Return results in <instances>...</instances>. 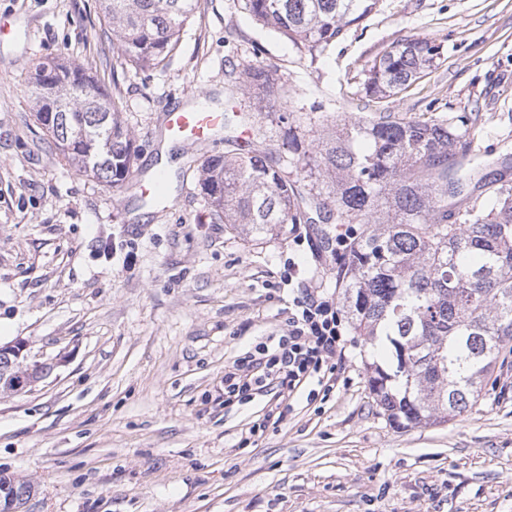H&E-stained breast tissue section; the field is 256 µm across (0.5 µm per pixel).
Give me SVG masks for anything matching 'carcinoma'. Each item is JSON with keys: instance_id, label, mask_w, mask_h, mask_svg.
Instances as JSON below:
<instances>
[{"instance_id": "cac0c4a2", "label": "carcinoma", "mask_w": 512, "mask_h": 512, "mask_svg": "<svg viewBox=\"0 0 512 512\" xmlns=\"http://www.w3.org/2000/svg\"><path fill=\"white\" fill-rule=\"evenodd\" d=\"M378 0H245L257 21L297 47H326L371 14ZM112 45L125 64L154 69L176 52L199 0H101ZM440 46L402 39L384 50L365 80L389 98L434 66ZM236 88L271 102L272 70L231 68ZM37 122L66 163L110 188L133 174L135 150L122 120V93L96 88L80 65L32 63ZM470 117L431 123L383 115L334 123L317 140L291 113L278 115L282 148L243 113H224V140L249 127L245 144L206 158L199 187L211 215L254 239L307 224L318 256L336 264L344 316L389 363L371 364L370 389L388 421L405 428L446 423L477 404L501 355L512 354V159L465 171ZM491 187V208L448 200L470 184Z\"/></svg>"}]
</instances>
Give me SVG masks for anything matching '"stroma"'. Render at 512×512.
Returning a JSON list of instances; mask_svg holds the SVG:
<instances>
[{"mask_svg":"<svg viewBox=\"0 0 512 512\" xmlns=\"http://www.w3.org/2000/svg\"><path fill=\"white\" fill-rule=\"evenodd\" d=\"M440 47L431 69L368 96L374 59L394 41ZM90 66L120 80L133 172L169 174L142 204L70 168L36 120L31 62ZM98 0H0V343L22 338L56 362L33 390L0 396V470L32 483L22 512H512V356L493 389L441 424H390L368 384L372 349L343 330L330 390L269 415L271 390L225 404L224 369L288 332L293 300L338 299L336 272L300 224L255 240L213 219L199 168L223 135L188 148L160 132L170 107L205 104L263 121L227 91L230 66L272 68L276 109L323 123L383 113L474 119V147L512 148V0H379L323 49L294 46L244 0H199L164 67L117 69ZM263 432L250 435L252 426Z\"/></svg>","mask_w":512,"mask_h":512,"instance_id":"35a3bbf8","label":"stroma"}]
</instances>
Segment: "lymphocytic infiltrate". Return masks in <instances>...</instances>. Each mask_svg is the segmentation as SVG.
<instances>
[{
    "label": "lymphocytic infiltrate",
    "mask_w": 512,
    "mask_h": 512,
    "mask_svg": "<svg viewBox=\"0 0 512 512\" xmlns=\"http://www.w3.org/2000/svg\"><path fill=\"white\" fill-rule=\"evenodd\" d=\"M341 341V320L333 300H295L286 335L267 337L254 352L225 369L224 395L246 400L273 382L278 386L277 403H284L304 382L324 381L335 368Z\"/></svg>",
    "instance_id": "1"
}]
</instances>
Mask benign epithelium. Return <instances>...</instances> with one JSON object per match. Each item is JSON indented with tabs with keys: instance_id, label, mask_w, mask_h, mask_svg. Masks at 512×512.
I'll use <instances>...</instances> for the list:
<instances>
[{
	"instance_id": "benign-epithelium-1",
	"label": "benign epithelium",
	"mask_w": 512,
	"mask_h": 512,
	"mask_svg": "<svg viewBox=\"0 0 512 512\" xmlns=\"http://www.w3.org/2000/svg\"><path fill=\"white\" fill-rule=\"evenodd\" d=\"M57 363L30 359L29 343L17 339L0 344V396L30 391L46 380ZM34 492L32 486H21L18 479L0 473V512H18V506Z\"/></svg>"
}]
</instances>
